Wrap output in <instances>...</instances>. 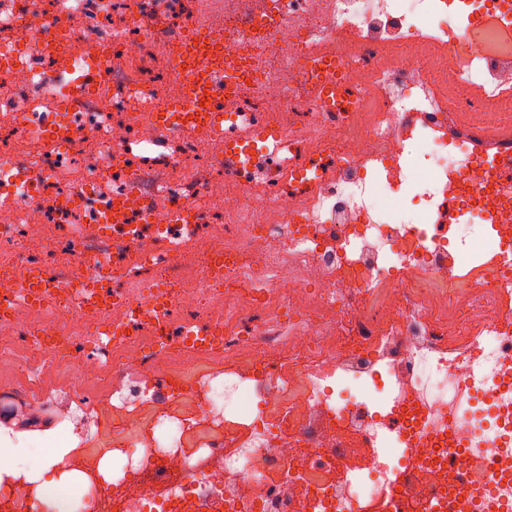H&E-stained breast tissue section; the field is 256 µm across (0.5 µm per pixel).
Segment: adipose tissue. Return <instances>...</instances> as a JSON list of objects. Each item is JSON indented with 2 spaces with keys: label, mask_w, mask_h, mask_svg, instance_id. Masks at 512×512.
<instances>
[{
  "label": "adipose tissue",
  "mask_w": 512,
  "mask_h": 512,
  "mask_svg": "<svg viewBox=\"0 0 512 512\" xmlns=\"http://www.w3.org/2000/svg\"><path fill=\"white\" fill-rule=\"evenodd\" d=\"M87 436L79 422L66 428L17 431L0 425V486L26 489L31 512H55L62 492L88 490L83 452Z\"/></svg>",
  "instance_id": "ef3b65f1"
}]
</instances>
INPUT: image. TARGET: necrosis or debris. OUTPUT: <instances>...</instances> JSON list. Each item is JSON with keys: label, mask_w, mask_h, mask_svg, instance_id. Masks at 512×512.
Listing matches in <instances>:
<instances>
[{"label": "necrosis or debris", "mask_w": 512, "mask_h": 512, "mask_svg": "<svg viewBox=\"0 0 512 512\" xmlns=\"http://www.w3.org/2000/svg\"><path fill=\"white\" fill-rule=\"evenodd\" d=\"M212 69L218 131L175 109ZM509 127L512 0H0L7 391L35 424L72 380L53 424L123 469L100 512H512V191L465 144ZM461 224L465 229L467 251L478 248L480 245L486 243L489 240L487 237H485L487 232L486 227L483 225L485 223H483V221L479 220L477 217L465 215L461 219Z\"/></svg>", "instance_id": "obj_1"}]
</instances>
